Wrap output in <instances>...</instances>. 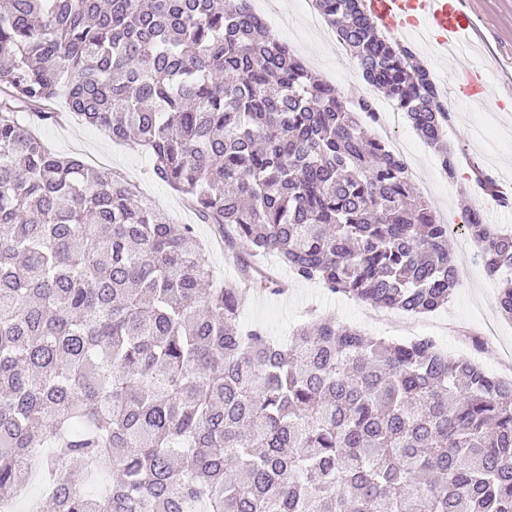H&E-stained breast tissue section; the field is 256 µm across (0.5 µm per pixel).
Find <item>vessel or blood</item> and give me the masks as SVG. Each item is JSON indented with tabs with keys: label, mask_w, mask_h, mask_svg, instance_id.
<instances>
[{
	"label": "vessel or blood",
	"mask_w": 512,
	"mask_h": 512,
	"mask_svg": "<svg viewBox=\"0 0 512 512\" xmlns=\"http://www.w3.org/2000/svg\"><path fill=\"white\" fill-rule=\"evenodd\" d=\"M370 13L393 33L416 31L449 55L462 53L475 25L462 0H367ZM480 72L455 84L456 98L478 103L491 93Z\"/></svg>",
	"instance_id": "1"
}]
</instances>
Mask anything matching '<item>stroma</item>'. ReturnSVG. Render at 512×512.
<instances>
[{"mask_svg": "<svg viewBox=\"0 0 512 512\" xmlns=\"http://www.w3.org/2000/svg\"><path fill=\"white\" fill-rule=\"evenodd\" d=\"M311 0H279V12L265 17L273 36L293 44L296 53L310 68L344 94L365 90L353 56L331 42L327 23L311 24ZM473 15L476 32L467 54L442 56L433 46L423 44L416 35H403L427 66L436 84L444 91V100L452 113L445 130V141L461 160L455 180L443 173L435 150L416 133L410 122H403L400 133L413 145L406 161L427 186V199L441 220L451 229L449 245L460 267L457 288L448 303L434 312L412 315L392 311V326L378 322V309L355 298L333 294L321 285L294 279L285 268L277 267L274 257H266L276 266L277 281L283 292L255 293L244 306L241 321L261 325L270 336H291L307 319L310 310L333 316L340 323L360 329L370 337L382 336L405 342L420 336L435 337L442 351L452 357H469L492 376L501 370L495 356L457 347L442 332L449 322L493 323L496 339L502 348L512 350V320L504 319L498 309L499 279L490 277L482 264L472 263L476 246L465 235L464 202L479 209L488 223L512 228V207L499 203L473 188L471 162L491 176L512 168V99L506 96L505 78L512 75V0H466ZM475 67L484 68L495 88V95L478 105H465L449 94L451 83L462 80ZM37 132L45 145L62 156L77 155L86 163L106 172H114L134 183L141 195L154 200L177 224H191L201 242L215 283L237 277V268L224 258V243L212 235L210 225L198 223L197 217L182 195L157 179L148 156L141 151L109 139L96 128L70 120L62 124L41 122Z\"/></svg>", "mask_w": 512, "mask_h": 512, "instance_id": "1", "label": "stroma"}]
</instances>
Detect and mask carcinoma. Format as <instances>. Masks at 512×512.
<instances>
[{
    "label": "carcinoma",
    "mask_w": 512,
    "mask_h": 512,
    "mask_svg": "<svg viewBox=\"0 0 512 512\" xmlns=\"http://www.w3.org/2000/svg\"><path fill=\"white\" fill-rule=\"evenodd\" d=\"M316 6L455 179L415 49L364 0ZM62 91L68 116L149 155L239 280L205 287L192 225L45 146L32 118L61 117ZM362 115L375 100L347 106L249 0H0V499L36 460L54 512H512V382L428 336L314 316L282 343L239 321L276 285L268 255L377 308L448 303V225ZM465 223L487 274L512 271V231L471 207ZM498 308L512 319V278ZM75 466L114 475L110 495Z\"/></svg>",
    "instance_id": "carcinoma-1"
}]
</instances>
